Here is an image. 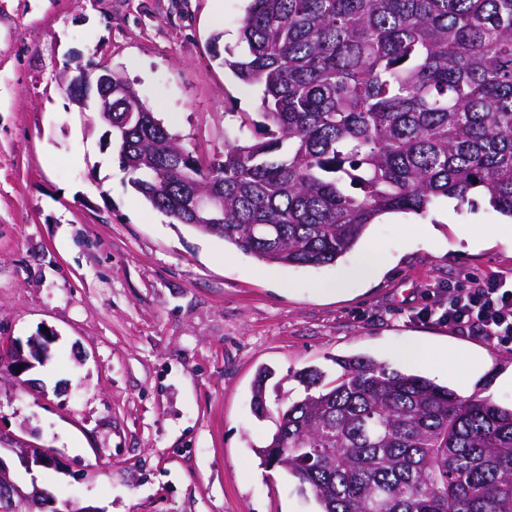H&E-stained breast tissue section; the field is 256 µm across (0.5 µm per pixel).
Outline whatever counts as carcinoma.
<instances>
[{"instance_id": "obj_1", "label": "carcinoma", "mask_w": 512, "mask_h": 512, "mask_svg": "<svg viewBox=\"0 0 512 512\" xmlns=\"http://www.w3.org/2000/svg\"><path fill=\"white\" fill-rule=\"evenodd\" d=\"M222 65L260 90L257 125L204 165L151 118L114 127L131 186L176 224L270 264L336 262L391 213L481 197L512 219V0H249ZM163 172L154 181L147 168ZM224 223L194 224L200 185ZM299 374L256 449L320 512H512V406L366 355ZM266 372L253 389L267 412Z\"/></svg>"}]
</instances>
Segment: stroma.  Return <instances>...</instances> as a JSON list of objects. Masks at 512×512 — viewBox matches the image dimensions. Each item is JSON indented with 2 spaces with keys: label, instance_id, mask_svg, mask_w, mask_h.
<instances>
[{
  "label": "stroma",
  "instance_id": "stroma-1",
  "mask_svg": "<svg viewBox=\"0 0 512 512\" xmlns=\"http://www.w3.org/2000/svg\"><path fill=\"white\" fill-rule=\"evenodd\" d=\"M248 0H0V338L52 333L25 373L0 362V437L54 449L60 468L11 477L52 496L51 512H317L280 468L261 465L272 419L251 409L258 368L274 372L270 411L304 395L294 374L421 343L429 359L476 353L465 384L512 405L499 379L512 347L423 312L469 276L512 271V219L487 204L393 214L334 264H268L173 223L129 184L94 108L63 85L65 66L107 65L131 82L202 161L257 112L256 87L225 72ZM482 236L479 246L468 245ZM374 279L323 288L368 258Z\"/></svg>",
  "mask_w": 512,
  "mask_h": 512
}]
</instances>
